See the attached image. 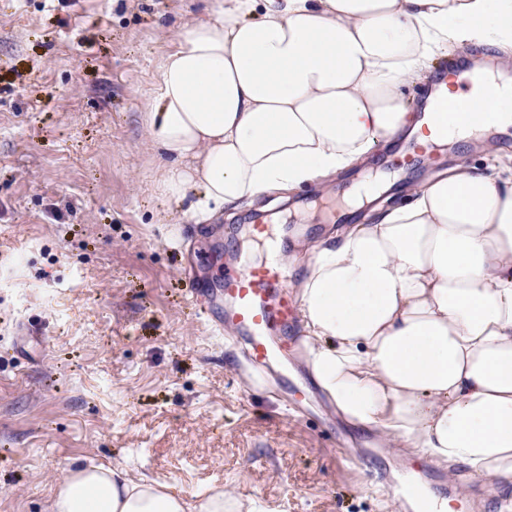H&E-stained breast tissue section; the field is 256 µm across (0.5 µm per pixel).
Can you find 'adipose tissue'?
<instances>
[{"label":"adipose tissue","instance_id":"adipose-tissue-1","mask_svg":"<svg viewBox=\"0 0 512 512\" xmlns=\"http://www.w3.org/2000/svg\"><path fill=\"white\" fill-rule=\"evenodd\" d=\"M512 50V0H216L165 56L146 114L159 197L194 218L365 161L398 136L512 127V85L414 116L403 87L453 46ZM307 250L311 372L354 425L473 473L512 478V165L460 163ZM125 466L74 463L49 512H238Z\"/></svg>","mask_w":512,"mask_h":512}]
</instances>
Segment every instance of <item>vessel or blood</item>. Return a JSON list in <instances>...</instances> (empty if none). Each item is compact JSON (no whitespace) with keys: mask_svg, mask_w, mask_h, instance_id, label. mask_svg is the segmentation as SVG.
<instances>
[{"mask_svg":"<svg viewBox=\"0 0 512 512\" xmlns=\"http://www.w3.org/2000/svg\"><path fill=\"white\" fill-rule=\"evenodd\" d=\"M288 288V275L279 263L255 266L236 256L227 263L219 283L192 288L191 297L199 302H223L224 316L210 320V331L235 334L244 345L248 364L263 372L288 352V329L298 314V302ZM369 477L373 488L385 497H406V485L387 472L373 469Z\"/></svg>","mask_w":512,"mask_h":512,"instance_id":"obj_1","label":"vessel or blood"}]
</instances>
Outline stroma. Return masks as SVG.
<instances>
[{"label":"stroma","instance_id":"1","mask_svg":"<svg viewBox=\"0 0 512 512\" xmlns=\"http://www.w3.org/2000/svg\"><path fill=\"white\" fill-rule=\"evenodd\" d=\"M210 3L0 0V512H45L75 461L122 464L174 494L256 497L270 512H404L367 486L353 460L364 449L412 491L453 488V512H512L511 482L350 423L302 347L284 373L310 393L291 413L198 313L184 268L220 278L262 205L198 221L188 202L158 197L144 115L165 53ZM510 157L512 129L492 130L405 166L389 195ZM363 176L273 205L289 253L334 234L325 216Z\"/></svg>","mask_w":512,"mask_h":512}]
</instances>
